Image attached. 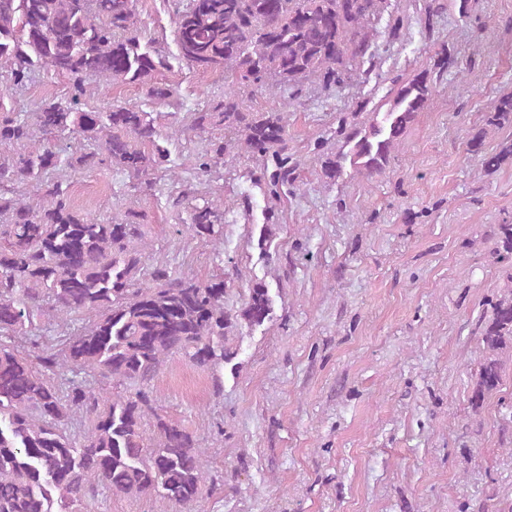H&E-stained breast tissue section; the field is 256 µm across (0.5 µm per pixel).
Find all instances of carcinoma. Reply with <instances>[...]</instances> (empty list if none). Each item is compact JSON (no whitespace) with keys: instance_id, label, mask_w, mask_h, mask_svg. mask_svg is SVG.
I'll return each mask as SVG.
<instances>
[{"instance_id":"carcinoma-1","label":"carcinoma","mask_w":512,"mask_h":512,"mask_svg":"<svg viewBox=\"0 0 512 512\" xmlns=\"http://www.w3.org/2000/svg\"><path fill=\"white\" fill-rule=\"evenodd\" d=\"M387 0H176L171 57L163 41L138 26L137 0H0V64L12 86H28L48 68L69 81L64 99L31 113L0 100V512H85L102 489L114 496L156 495L180 509L201 502L206 449L158 412L151 383L179 354L202 370L237 355L228 336L273 318L268 286L253 284L240 306L225 309L224 274L204 281L167 264L144 265L147 244L140 213L129 206L100 220L77 210L72 182L59 174L114 163L128 178L169 172V151L152 113L134 106L101 111L90 104L89 79L136 82L144 97L166 105L172 85L158 80L171 60L224 77L235 90L175 121V135L209 126L241 134L245 149L270 157L273 186L295 182L296 164L284 154L286 126L276 113L245 112L239 91L277 85L294 100L307 81L329 91L355 81L371 60L369 23ZM433 79L423 73L402 84L372 119L353 123L345 150L326 157L322 176L334 182L344 165L368 176L386 170ZM512 124V94L490 103L487 125ZM498 169L512 144L480 153ZM229 144L211 141L196 154L203 173L224 167ZM32 189L29 197L25 189ZM172 206L186 214L192 236L224 239V200L181 195ZM84 321L61 347L32 334L37 321ZM482 342L488 351L472 391L477 404L502 379L498 351L512 344V295L492 305ZM93 373L125 393L97 389ZM79 432L69 430L74 420Z\"/></svg>"}]
</instances>
